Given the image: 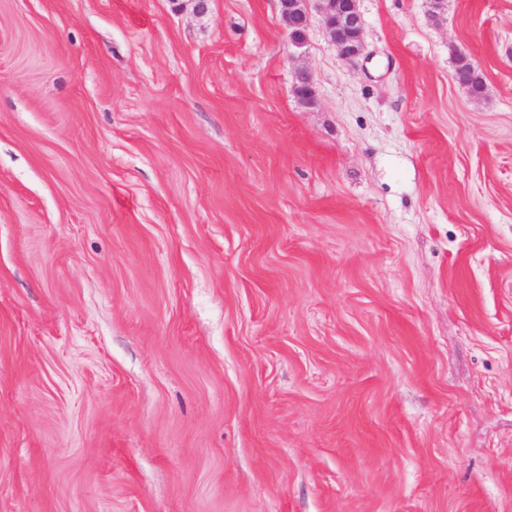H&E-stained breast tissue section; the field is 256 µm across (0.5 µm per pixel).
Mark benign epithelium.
<instances>
[{"instance_id":"obj_1","label":"benign epithelium","mask_w":512,"mask_h":512,"mask_svg":"<svg viewBox=\"0 0 512 512\" xmlns=\"http://www.w3.org/2000/svg\"><path fill=\"white\" fill-rule=\"evenodd\" d=\"M309 0H279V10L289 29L292 45L298 49L307 44ZM316 9L329 42L338 54L352 59L362 52L363 20L358 0H315ZM293 95L302 103L314 102L313 82L309 71H295Z\"/></svg>"}]
</instances>
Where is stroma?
I'll return each instance as SVG.
<instances>
[{
	"label": "stroma",
	"mask_w": 512,
	"mask_h": 512,
	"mask_svg": "<svg viewBox=\"0 0 512 512\" xmlns=\"http://www.w3.org/2000/svg\"><path fill=\"white\" fill-rule=\"evenodd\" d=\"M359 11L0 0V512H512V0ZM279 10L290 31L289 37L295 48L307 44L309 28V0H279ZM329 42L345 59L362 52L363 20L358 0H313ZM292 93L302 103L312 104L314 102L313 82L309 71L305 69L295 71Z\"/></svg>",
	"instance_id": "35a3bbf8"
}]
</instances>
